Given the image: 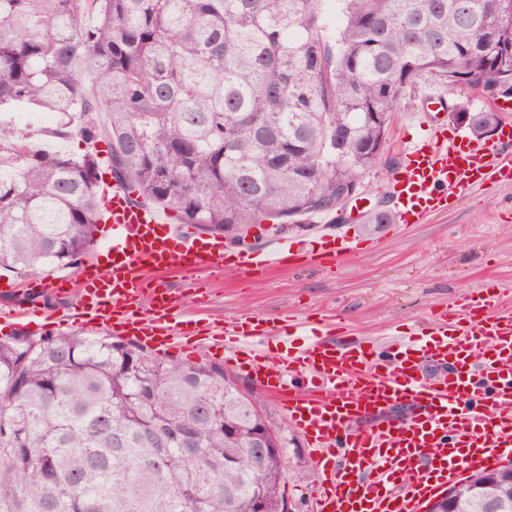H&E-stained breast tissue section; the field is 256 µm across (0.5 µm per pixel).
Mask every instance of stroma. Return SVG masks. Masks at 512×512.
I'll use <instances>...</instances> for the list:
<instances>
[{
  "mask_svg": "<svg viewBox=\"0 0 512 512\" xmlns=\"http://www.w3.org/2000/svg\"><path fill=\"white\" fill-rule=\"evenodd\" d=\"M435 90L442 95V103H430L428 95ZM454 102L486 110L491 99L463 86L420 85L395 109L386 157H399L402 146L423 140L429 120L447 135L464 133V125L447 111ZM349 228L375 241L376 249L362 250L337 264L324 262L248 280L202 271L172 276L164 285L186 319L220 324L247 314L281 325L300 319L315 322L331 314L341 319L337 340L370 338L383 343L408 335L455 295L478 293L488 281L512 292V183L475 188L425 224L400 227L361 219ZM43 276L49 287L28 302L26 279L0 271V338L19 331L55 334L52 314L78 305V289L61 294L52 287L56 278H76V270L49 269ZM261 410L283 438L282 493L288 512H311L309 494L318 472L306 441L276 403L262 399Z\"/></svg>",
  "mask_w": 512,
  "mask_h": 512,
  "instance_id": "35a3bbf8",
  "label": "stroma"
}]
</instances>
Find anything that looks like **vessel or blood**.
I'll list each match as a JSON object with an SVG mask.
<instances>
[{"label": "vessel or blood", "instance_id": "vessel-or-blood-1", "mask_svg": "<svg viewBox=\"0 0 512 512\" xmlns=\"http://www.w3.org/2000/svg\"><path fill=\"white\" fill-rule=\"evenodd\" d=\"M401 158L393 215L421 224L474 187L512 181V117L503 116L491 142L431 126ZM101 234L112 262L81 269L78 319L152 349L204 340L223 349L225 365L274 397L305 438L320 473L313 512H420L465 473L512 458V296L496 284L459 295L426 327L386 345H339L325 318L288 331L257 316L183 320L161 281L174 271L247 278L341 260L359 252L354 236L325 230L309 248L278 237L230 258L223 239L172 231L168 214L133 203L118 183ZM272 340L274 360L261 361Z\"/></svg>", "mask_w": 512, "mask_h": 512}]
</instances>
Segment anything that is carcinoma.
<instances>
[{
    "instance_id": "cac0c4a2",
    "label": "carcinoma",
    "mask_w": 512,
    "mask_h": 512,
    "mask_svg": "<svg viewBox=\"0 0 512 512\" xmlns=\"http://www.w3.org/2000/svg\"><path fill=\"white\" fill-rule=\"evenodd\" d=\"M0 0V111L53 112L50 151L0 123V269H73L105 175L232 241L353 198L392 112L434 80L512 100V0ZM492 111H476L484 138ZM255 399L216 362L109 337L0 338V512H284L249 457ZM453 512H512V477Z\"/></svg>"
}]
</instances>
